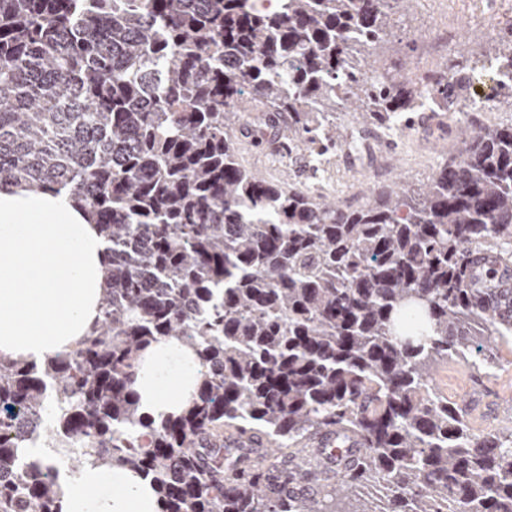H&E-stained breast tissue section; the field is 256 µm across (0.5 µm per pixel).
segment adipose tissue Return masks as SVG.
<instances>
[{"mask_svg": "<svg viewBox=\"0 0 512 512\" xmlns=\"http://www.w3.org/2000/svg\"><path fill=\"white\" fill-rule=\"evenodd\" d=\"M109 245L68 199L0 191V356L41 362L74 345L99 315ZM198 384L192 352L152 347L139 369L140 410L177 413ZM60 512H159L155 488L133 472L99 466L62 472Z\"/></svg>", "mask_w": 512, "mask_h": 512, "instance_id": "ef3b65f1", "label": "adipose tissue"}]
</instances>
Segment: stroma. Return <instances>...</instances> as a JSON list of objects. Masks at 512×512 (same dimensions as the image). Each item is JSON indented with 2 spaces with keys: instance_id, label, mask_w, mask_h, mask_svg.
Segmentation results:
<instances>
[{
  "instance_id": "1",
  "label": "stroma",
  "mask_w": 512,
  "mask_h": 512,
  "mask_svg": "<svg viewBox=\"0 0 512 512\" xmlns=\"http://www.w3.org/2000/svg\"><path fill=\"white\" fill-rule=\"evenodd\" d=\"M495 14V0H415L405 15L392 16L380 48L381 59H412L411 45L419 37L454 48L466 44L494 54L497 36L512 34V26L500 24L497 33L473 22L476 11ZM260 112H251L250 127L240 138L244 165L286 185L306 189L322 182L325 195L359 205L368 187L404 183L417 188L444 165L460 148L459 126L478 129L512 123V112L410 113V125L389 130L364 121L359 113L341 112L339 125L354 138L350 145L333 150L326 162H312L307 151L269 143L278 136L260 129ZM499 364L491 375L472 372L449 363L438 371L435 384L449 400L458 402L473 428L489 432L512 427V348L502 347Z\"/></svg>"
}]
</instances>
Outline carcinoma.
<instances>
[{
	"instance_id": "cac0c4a2",
	"label": "carcinoma",
	"mask_w": 512,
	"mask_h": 512,
	"mask_svg": "<svg viewBox=\"0 0 512 512\" xmlns=\"http://www.w3.org/2000/svg\"><path fill=\"white\" fill-rule=\"evenodd\" d=\"M412 0H0V191H66L110 243L98 319L44 363L0 356V512H59L55 465L24 438L156 488L161 512H512V429L475 431L434 386L512 340V125L464 128L420 191L352 208L244 167L247 104L288 143L345 144L329 112L400 129L466 102L467 66L427 87L369 76ZM192 349L177 415L139 411L144 351ZM323 432L356 451L315 467ZM267 441L257 461L227 448Z\"/></svg>"
}]
</instances>
